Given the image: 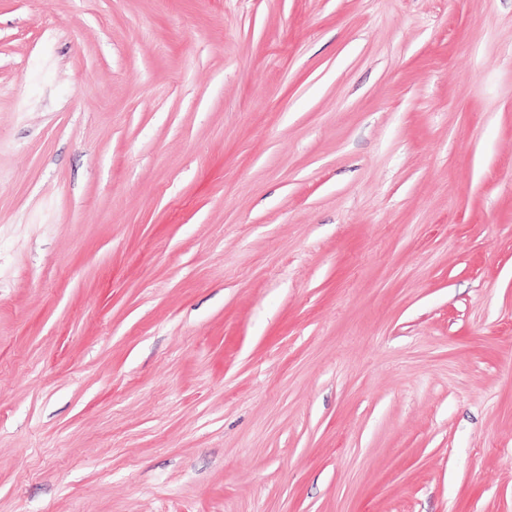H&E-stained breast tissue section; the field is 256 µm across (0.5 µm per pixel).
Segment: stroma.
Here are the masks:
<instances>
[{"label":"stroma","mask_w":512,"mask_h":512,"mask_svg":"<svg viewBox=\"0 0 512 512\" xmlns=\"http://www.w3.org/2000/svg\"><path fill=\"white\" fill-rule=\"evenodd\" d=\"M0 512H512V0H0Z\"/></svg>","instance_id":"obj_1"}]
</instances>
